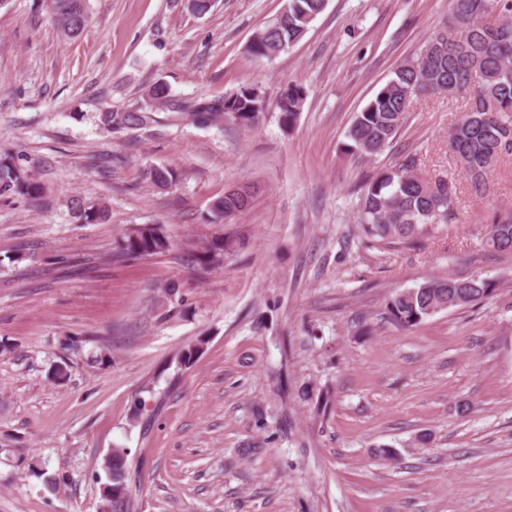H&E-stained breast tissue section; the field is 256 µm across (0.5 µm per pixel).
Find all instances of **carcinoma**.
Segmentation results:
<instances>
[{
    "mask_svg": "<svg viewBox=\"0 0 512 512\" xmlns=\"http://www.w3.org/2000/svg\"><path fill=\"white\" fill-rule=\"evenodd\" d=\"M325 5L326 0H287L286 10L253 36L247 52L255 58L278 56L304 37ZM48 9L62 37L75 38L85 30L89 19L86 0H48ZM491 16L492 22L488 21ZM467 89L472 90L473 102L450 130L448 147L467 176L470 189L479 194L498 162L512 156V0H453L442 28L355 114L346 135V153L360 158L380 154L405 126L411 97ZM147 97L174 107L180 120L195 126H222L230 120L250 128L259 123L265 109V93L251 84L222 97L176 104L168 85L157 82ZM305 99L306 90L300 85L281 90L277 106L283 128L295 127ZM99 118L103 126L115 132L144 129L155 122L146 108L107 109L99 113ZM147 178L163 189L176 181L174 171L165 167L149 169ZM456 194L452 180L420 175L411 156L366 181L358 203L361 230L369 241L410 243L456 218ZM15 195L42 207L47 205L41 184L29 170L11 158L0 157V197ZM252 201V185L240 184L212 203L213 216L226 219L247 210ZM71 210L80 222L107 217L106 207H87L79 199L71 200ZM486 244L497 251H512V211L488 225ZM173 247L165 227L150 224L127 236L112 258L125 262L166 254ZM225 250L224 239L215 238L200 248L186 246L182 259L189 265L208 267L221 261ZM496 291L495 281L478 276L428 279L393 294L387 303V319L398 327L414 328L438 312L490 299ZM127 456L126 449L113 448L104 459L107 481L103 498L110 512H132Z\"/></svg>",
    "mask_w": 512,
    "mask_h": 512,
    "instance_id": "cac0c4a2",
    "label": "carcinoma"
}]
</instances>
